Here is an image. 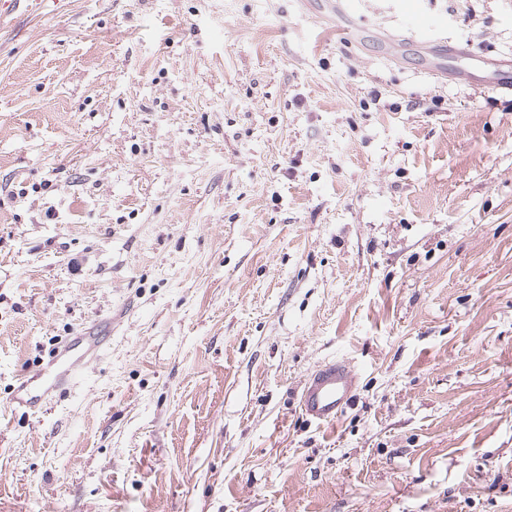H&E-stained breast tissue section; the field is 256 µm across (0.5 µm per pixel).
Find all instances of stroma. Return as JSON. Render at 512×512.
I'll list each match as a JSON object with an SVG mask.
<instances>
[{"mask_svg":"<svg viewBox=\"0 0 512 512\" xmlns=\"http://www.w3.org/2000/svg\"><path fill=\"white\" fill-rule=\"evenodd\" d=\"M512 0H45L0 23V512H512ZM103 321L41 411L18 369ZM358 370L332 426L298 395ZM435 60L427 70V76L436 81L445 80L453 66L449 59L458 61H469L477 72L485 73L486 76L475 83L468 76L469 83L473 86L486 87L498 93L512 94V55L505 59H492L475 52L470 44L451 47L448 52L435 53ZM358 373L346 359H331L319 364L308 376L300 395L306 418L319 425L334 424L353 400Z\"/></svg>","mask_w":512,"mask_h":512,"instance_id":"35a3bbf8","label":"stroma"}]
</instances>
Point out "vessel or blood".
<instances>
[{
  "label": "vessel or blood",
  "mask_w": 512,
  "mask_h": 512,
  "mask_svg": "<svg viewBox=\"0 0 512 512\" xmlns=\"http://www.w3.org/2000/svg\"><path fill=\"white\" fill-rule=\"evenodd\" d=\"M469 61L481 77L479 86L512 94V55L492 59L475 52L471 45H459L437 53L427 70L429 78L441 81L453 70L452 60ZM107 341L96 327L82 330L55 348L41 371H19L9 406L34 411L52 402L57 393L68 390ZM358 373L345 359L319 364L308 376L300 395V407L306 418L319 425L336 423L353 400Z\"/></svg>",
  "instance_id": "obj_1"
}]
</instances>
